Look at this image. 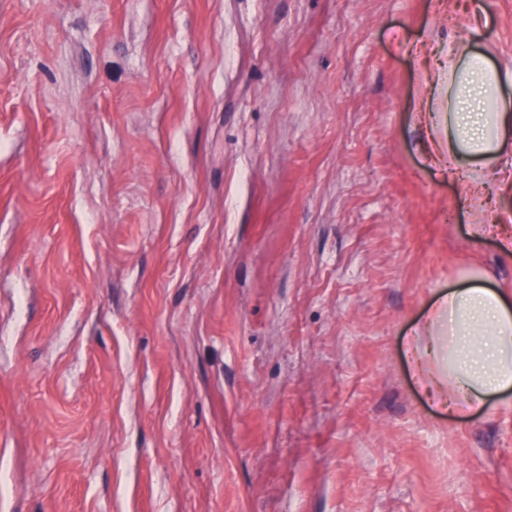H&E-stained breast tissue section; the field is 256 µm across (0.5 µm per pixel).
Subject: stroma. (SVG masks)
<instances>
[{"instance_id": "1", "label": "stroma", "mask_w": 512, "mask_h": 512, "mask_svg": "<svg viewBox=\"0 0 512 512\" xmlns=\"http://www.w3.org/2000/svg\"><path fill=\"white\" fill-rule=\"evenodd\" d=\"M512 0H0V512H512V394L405 357L512 294L431 163ZM480 280L470 277L442 296L407 350L428 397L457 417L481 410L489 394L512 389V302Z\"/></svg>"}]
</instances>
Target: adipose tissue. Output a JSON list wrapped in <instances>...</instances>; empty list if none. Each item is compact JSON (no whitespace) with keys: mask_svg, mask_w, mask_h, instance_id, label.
Wrapping results in <instances>:
<instances>
[{"mask_svg":"<svg viewBox=\"0 0 512 512\" xmlns=\"http://www.w3.org/2000/svg\"><path fill=\"white\" fill-rule=\"evenodd\" d=\"M448 130L438 156L469 199L499 197L503 166L512 165V72L501 71L470 39L448 43V109L423 112ZM428 397L449 415L481 410L488 395L512 391V300L478 278L442 296L408 345Z\"/></svg>","mask_w":512,"mask_h":512,"instance_id":"1","label":"adipose tissue"}]
</instances>
